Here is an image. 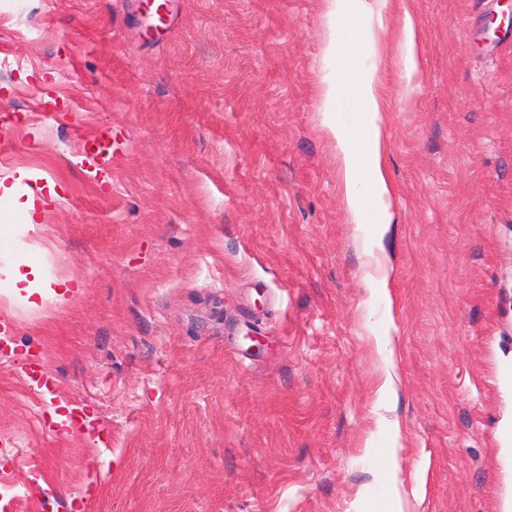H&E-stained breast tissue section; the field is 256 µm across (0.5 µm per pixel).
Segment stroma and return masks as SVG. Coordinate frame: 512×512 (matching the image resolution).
<instances>
[{
    "instance_id": "stroma-1",
    "label": "stroma",
    "mask_w": 512,
    "mask_h": 512,
    "mask_svg": "<svg viewBox=\"0 0 512 512\" xmlns=\"http://www.w3.org/2000/svg\"><path fill=\"white\" fill-rule=\"evenodd\" d=\"M151 2L0 0V178L59 194L37 252L0 200V265L81 286L11 318L0 512H504L512 0H401L385 50L349 58L389 107L383 233L345 204L325 120L354 114L320 92L327 38L364 19L174 0L162 24ZM102 130L103 180L80 148ZM400 44L405 67L409 73L415 74L417 63L414 56V26L407 12H404L400 34Z\"/></svg>"
}]
</instances>
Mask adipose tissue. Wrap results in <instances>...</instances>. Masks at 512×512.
<instances>
[{
  "instance_id": "obj_1",
  "label": "adipose tissue",
  "mask_w": 512,
  "mask_h": 512,
  "mask_svg": "<svg viewBox=\"0 0 512 512\" xmlns=\"http://www.w3.org/2000/svg\"><path fill=\"white\" fill-rule=\"evenodd\" d=\"M321 94L330 106L341 97H348L357 114L350 126L332 118L326 122L336 146L345 203L355 223H366L368 215L373 213L380 226H387L393 187L384 165L383 126L388 105L380 82L371 69L355 78L336 71L323 77ZM0 279L6 284L10 303L27 310L41 309L48 301L63 308L75 297L68 279L46 280L38 264L20 259L0 267Z\"/></svg>"
}]
</instances>
